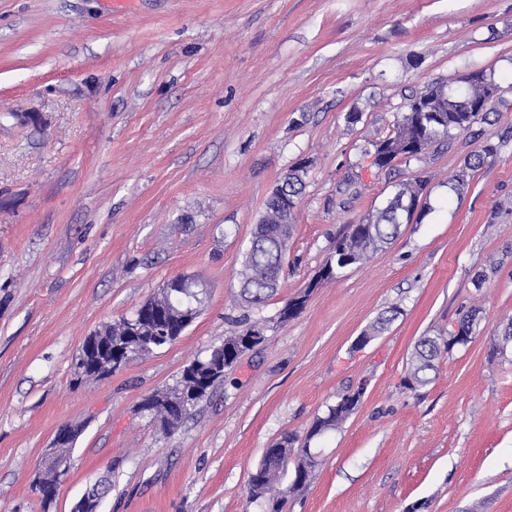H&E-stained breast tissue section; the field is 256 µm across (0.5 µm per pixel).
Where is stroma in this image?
Segmentation results:
<instances>
[{"label": "stroma", "instance_id": "stroma-1", "mask_svg": "<svg viewBox=\"0 0 512 512\" xmlns=\"http://www.w3.org/2000/svg\"><path fill=\"white\" fill-rule=\"evenodd\" d=\"M479 71L503 90L481 135L372 165L412 92ZM302 161L281 286L242 310L253 228ZM418 177L420 217L317 282L337 236ZM178 275L203 291L194 323L77 382L86 337ZM473 308L472 341L406 388L418 339ZM243 314L263 342L159 431L143 398ZM511 326L512 0H0V512H40L32 481L66 426L82 432L52 512L104 475L98 512H261L248 475L287 433L319 464L285 512H512V344L498 349ZM361 383L358 409L309 437Z\"/></svg>", "mask_w": 512, "mask_h": 512}]
</instances>
